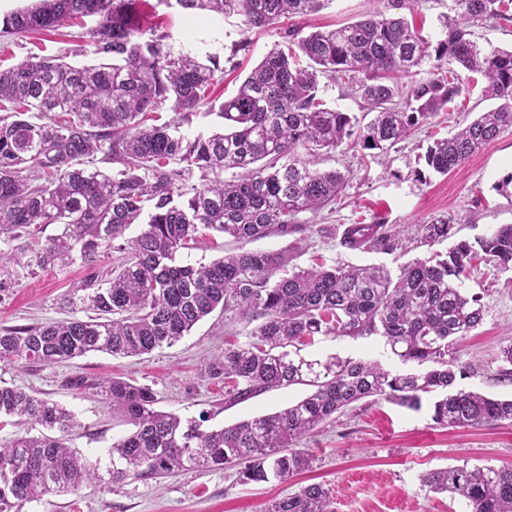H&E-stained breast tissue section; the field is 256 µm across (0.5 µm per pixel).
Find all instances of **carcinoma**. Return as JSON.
I'll use <instances>...</instances> for the list:
<instances>
[{
    "label": "carcinoma",
    "instance_id": "carcinoma-1",
    "mask_svg": "<svg viewBox=\"0 0 512 512\" xmlns=\"http://www.w3.org/2000/svg\"><path fill=\"white\" fill-rule=\"evenodd\" d=\"M134 2L34 0L0 17V35H18L94 16L87 45L103 58L77 67L32 54L0 68V241L12 245L0 249V291L9 286L11 264L46 271L77 258L90 266L103 248L124 253L112 277L92 276L69 296L67 303L88 312L87 319L1 328L0 362L63 364L90 352L142 356L172 346L219 309L261 320L248 344L226 347L206 365L209 379L224 381L225 403L291 385L311 391L280 411L204 429V417L156 409L148 386L75 377L70 387L100 390L134 427L112 443V467L102 474L67 444L79 426L70 410L0 385V426L27 422L59 433L15 436L0 445V512L87 485L157 480L190 469L238 466L244 484L286 483L312 463L297 444L369 397L418 410L421 395L435 393L432 420L439 425L512 423V399L457 384L477 370L459 352L484 317L481 299L463 291V279L481 253L501 269L512 268L511 224L474 244L457 241L446 255L415 260L395 276L374 265L290 271L286 249L228 254L198 267L176 263V253L197 243L204 230L236 241L295 232L298 213L335 200L345 185L340 171L317 167L320 152L351 139L364 150L387 152L463 94L452 76L454 63L481 75L485 95L500 104L434 139L426 166L446 175L512 130V49L482 46L469 31L487 17L512 21L506 0H453L454 16L435 42L405 18L380 11L301 37L291 31L290 44L270 51L220 105L223 128L192 138L178 133L175 119L155 124L156 113L167 104L178 116L195 111L218 57L204 62L164 48L162 37L131 23ZM325 2L165 0L181 11L237 12L249 30L317 12ZM325 74L353 83L374 118L361 126L351 113L327 107L318 97ZM35 112L65 118L37 122ZM97 152L122 169L96 166ZM195 169L199 182L192 184ZM226 171L231 178H224ZM141 222L138 235L125 237ZM45 224L60 225V232L42 242ZM419 234L433 245L450 239L453 225L423 224ZM341 243L375 252L404 248L383 224H352ZM331 330L380 336L391 354L422 370L392 372L377 361L301 354L306 342ZM423 483L463 498L470 512H512V467L433 470ZM265 512L335 508L328 492L311 484L272 500Z\"/></svg>",
    "mask_w": 512,
    "mask_h": 512
}]
</instances>
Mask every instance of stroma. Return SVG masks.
I'll use <instances>...</instances> for the list:
<instances>
[{"instance_id":"stroma-1","label":"stroma","mask_w":512,"mask_h":512,"mask_svg":"<svg viewBox=\"0 0 512 512\" xmlns=\"http://www.w3.org/2000/svg\"><path fill=\"white\" fill-rule=\"evenodd\" d=\"M451 0H329L319 12L281 20L263 30H248L239 15L213 16L204 11L180 12L163 0H138L134 22L156 32L172 52L190 51L198 57L219 55V69L205 103L187 114L180 131L187 137L222 128L218 106L234 95L251 69L275 47L288 42L289 31L309 33L357 21L380 10L403 15L429 40L440 37L442 23L451 14ZM78 26L35 31L0 38V66L18 64L29 54L65 56L74 65L92 64L96 58L80 54ZM465 91L450 110L374 158L360 146L345 142L321 155L320 168H336L347 182L340 196L322 208L300 212L294 236L272 235L236 242L220 234L203 239L195 248L180 250L177 263L207 264L234 251H265L293 246L292 262L300 267L319 263L382 265L398 272L407 263L443 252L448 242L426 246L416 243L417 228L444 219L453 224L459 240L488 236L503 224H512V198L495 189L512 172V131L486 145L463 166L442 176L427 170L418 157L434 138L470 123L496 102L482 96L474 74L457 69ZM319 96L328 107L354 114L368 123L367 104L352 84L321 77ZM382 224L406 238L405 249L392 253L351 250L341 245V234L351 224ZM121 255L108 252L96 264L79 262L47 271L28 273L15 268L11 285L0 292V327L34 326L46 322L84 318L66 298L90 276L108 278ZM463 288L479 296L485 309L482 323L460 351L461 360H479L480 370L461 380V387L486 395L512 397V382L500 374L502 348L512 344V270L478 259ZM257 320L235 313L214 312L174 345L141 357H114L91 352L59 365L0 362V381L53 400L73 411L80 423L68 443L91 462L108 467V450L115 439L132 427L118 410L93 390L67 387L70 377H121L151 387L158 410L184 417L206 416L211 427L230 425L255 415L279 411L298 401L307 386L271 390L235 405L224 401V385L209 379L205 366L223 353L226 342L248 343ZM305 355H337L354 360H376L384 368L401 369V362L386 353L378 336H317L305 346ZM432 395H423L421 407L411 410L381 397L362 400L331 422L322 425L300 445L313 457L312 469L285 483H250L238 480L236 467L192 470L160 481L128 479L109 488L85 487L68 494H53L25 504L20 512H264L269 500L319 483L328 489L336 512H467L465 503L448 493H435L423 482L425 473L461 464L512 466V424L484 427L436 425L431 418Z\"/></svg>"}]
</instances>
